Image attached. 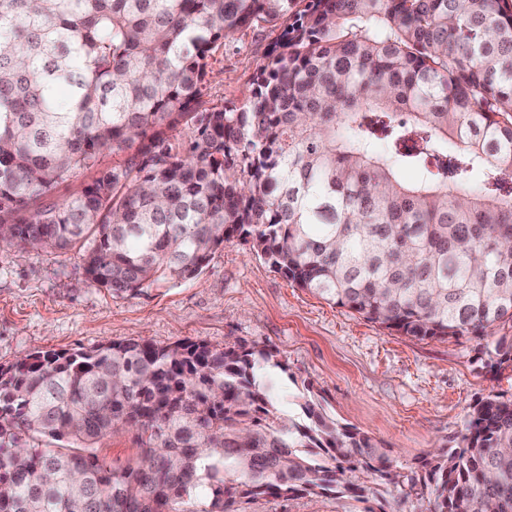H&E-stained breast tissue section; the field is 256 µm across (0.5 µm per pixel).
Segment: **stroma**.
<instances>
[{"mask_svg":"<svg viewBox=\"0 0 512 512\" xmlns=\"http://www.w3.org/2000/svg\"><path fill=\"white\" fill-rule=\"evenodd\" d=\"M278 29L244 28L209 60L206 101L242 102ZM140 338L215 348L274 349L271 369L282 409L311 385L341 425L366 433L402 482L381 483L392 512H412L422 460L454 446L470 406L512 399V365L500 366L473 336L418 340L367 321L273 272L248 244L221 246L197 278L115 295L85 276L77 251L18 250L0 244V366L34 350H90ZM117 468L137 465L140 442L119 431L98 444ZM349 497H259L244 512H361Z\"/></svg>","mask_w":512,"mask_h":512,"instance_id":"stroma-1","label":"stroma"}]
</instances>
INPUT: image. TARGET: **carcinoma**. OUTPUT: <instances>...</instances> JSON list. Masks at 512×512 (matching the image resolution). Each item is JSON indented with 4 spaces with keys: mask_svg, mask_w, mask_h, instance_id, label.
<instances>
[{
    "mask_svg": "<svg viewBox=\"0 0 512 512\" xmlns=\"http://www.w3.org/2000/svg\"><path fill=\"white\" fill-rule=\"evenodd\" d=\"M279 23L251 95L206 105L218 44ZM180 124L186 144L168 135ZM507 172L509 0H0V242L75 248L116 295L192 280L237 235L373 323L485 339L512 323ZM484 349L512 362L505 336ZM280 367L271 349L135 338L0 366V512L367 503L373 475L396 482L314 399L308 425L280 410L260 381ZM117 429L137 432L141 466L99 458ZM422 467L415 512H512V400L476 402ZM366 505L377 508L371 500L367 504L356 502L348 496L324 495L290 496L281 498L259 497L242 505L245 512H358Z\"/></svg>",
    "mask_w": 512,
    "mask_h": 512,
    "instance_id": "1",
    "label": "carcinoma"
}]
</instances>
